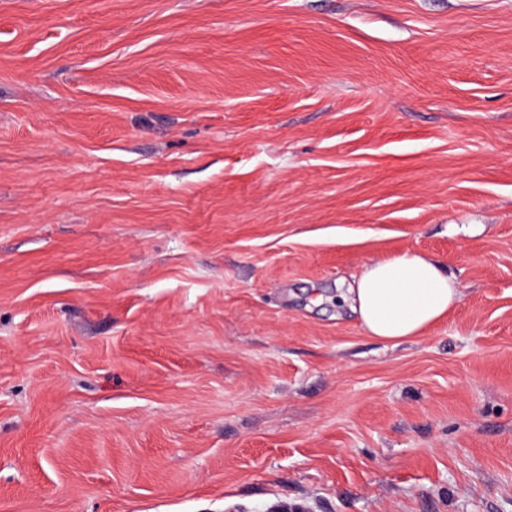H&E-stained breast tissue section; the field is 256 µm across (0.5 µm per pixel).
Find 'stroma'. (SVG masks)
<instances>
[{"label":"stroma","mask_w":512,"mask_h":512,"mask_svg":"<svg viewBox=\"0 0 512 512\" xmlns=\"http://www.w3.org/2000/svg\"><path fill=\"white\" fill-rule=\"evenodd\" d=\"M282 505L512 512V0H0V512ZM341 289L365 330L394 343L423 335L462 299L456 274L414 253L374 260Z\"/></svg>","instance_id":"stroma-1"}]
</instances>
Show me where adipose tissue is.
Segmentation results:
<instances>
[{
	"instance_id": "adipose-tissue-1",
	"label": "adipose tissue",
	"mask_w": 512,
	"mask_h": 512,
	"mask_svg": "<svg viewBox=\"0 0 512 512\" xmlns=\"http://www.w3.org/2000/svg\"><path fill=\"white\" fill-rule=\"evenodd\" d=\"M340 295L370 335L398 343L446 319L462 289L437 260L403 253L367 264Z\"/></svg>"
}]
</instances>
